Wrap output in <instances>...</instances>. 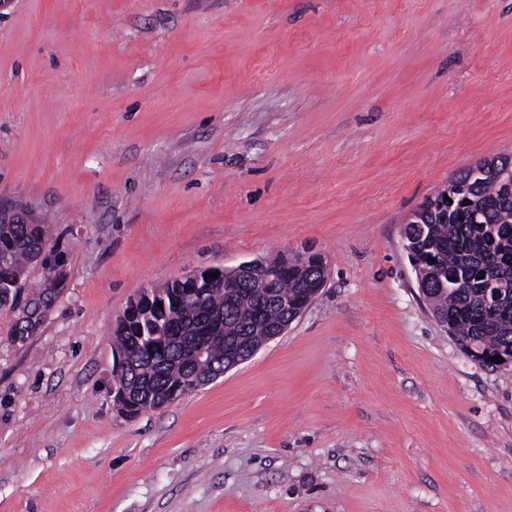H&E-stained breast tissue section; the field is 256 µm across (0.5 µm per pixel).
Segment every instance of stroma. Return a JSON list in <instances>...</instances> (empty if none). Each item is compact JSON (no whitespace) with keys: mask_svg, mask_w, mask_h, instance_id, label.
<instances>
[{"mask_svg":"<svg viewBox=\"0 0 512 512\" xmlns=\"http://www.w3.org/2000/svg\"><path fill=\"white\" fill-rule=\"evenodd\" d=\"M512 156V0H12L0 207L50 226L0 305V512H512V364L419 296L414 210ZM322 255L306 310L165 407L113 401L143 290Z\"/></svg>","mask_w":512,"mask_h":512,"instance_id":"obj_1","label":"stroma"}]
</instances>
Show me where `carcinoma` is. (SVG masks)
Wrapping results in <instances>:
<instances>
[{
	"label": "carcinoma",
	"mask_w": 512,
	"mask_h": 512,
	"mask_svg": "<svg viewBox=\"0 0 512 512\" xmlns=\"http://www.w3.org/2000/svg\"><path fill=\"white\" fill-rule=\"evenodd\" d=\"M506 156L478 162L479 179L467 168L446 187L448 210L430 212L405 224L404 240L416 275L428 284L432 314L448 321V332L474 361L512 360V194L499 174ZM0 284L26 285L30 265H47L50 227L12 209L0 210ZM276 280L263 288L224 294V269L208 268L145 294L129 306L114 331L117 350L129 354L115 381V401L137 416L146 406L176 399L192 390L193 349L201 345L216 366L227 353L246 352L267 339L285 309L299 310L319 291L318 256L266 261ZM221 272L216 278L205 273ZM493 277L489 283L482 273Z\"/></svg>",
	"instance_id": "1"
}]
</instances>
